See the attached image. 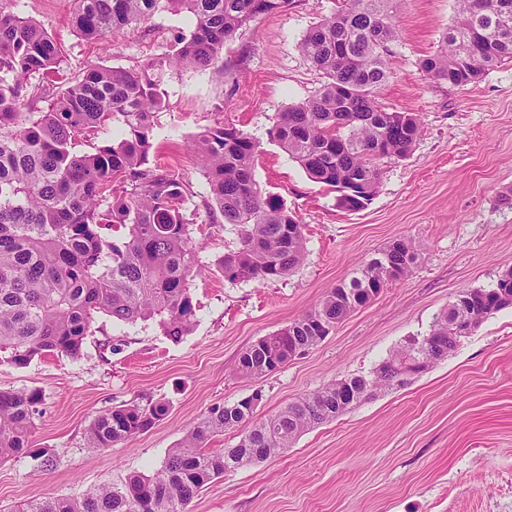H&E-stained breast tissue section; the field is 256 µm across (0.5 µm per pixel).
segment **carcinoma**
<instances>
[{
    "instance_id": "carcinoma-1",
    "label": "carcinoma",
    "mask_w": 512,
    "mask_h": 512,
    "mask_svg": "<svg viewBox=\"0 0 512 512\" xmlns=\"http://www.w3.org/2000/svg\"><path fill=\"white\" fill-rule=\"evenodd\" d=\"M8 2L0 0V362L24 367L45 355L78 359L102 317L125 325L153 320L180 339L196 322L190 285L200 246L191 236L190 182L150 160L155 119L165 108L156 72L210 66L239 31L289 0H73L74 26L88 40L128 32L160 10L189 14L191 28L171 53L145 67H92L56 93L42 79L59 72L61 46L36 21L6 11ZM397 2L338 0L297 45L323 84L278 113L267 131L348 211L372 200L381 160L407 155L423 129L418 114L380 99L399 39ZM456 3V20L420 63L424 75L452 87L512 62V0ZM25 96L45 106L22 112ZM111 121L122 125L121 139L96 144ZM79 142L93 150L75 152ZM260 145L223 122L191 145L210 186L204 203L210 223L237 234L236 248L218 262L230 282L279 280L306 257L304 225L256 180ZM417 259L413 242H392L314 309L255 341L242 354L239 373L260 380L293 358V348L317 347L389 283L407 276ZM509 306L512 268L488 289L460 293L428 334L408 338L367 376L340 379L259 421L251 396L214 406L153 474H134L120 485L105 481L76 497L29 500L18 512H188L214 479L284 453L302 433L335 419L337 394L357 405L378 390L407 384L409 362L425 358L432 366L447 358L467 324L478 327ZM40 400L35 390H0V462L28 453ZM168 410L162 401L115 406L93 420L89 442L117 446L149 431ZM226 431L237 433L234 447H207Z\"/></svg>"
}]
</instances>
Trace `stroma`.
Masks as SVG:
<instances>
[{"label":"stroma","mask_w":512,"mask_h":512,"mask_svg":"<svg viewBox=\"0 0 512 512\" xmlns=\"http://www.w3.org/2000/svg\"><path fill=\"white\" fill-rule=\"evenodd\" d=\"M336 0H290L240 31L209 68L161 74L167 106L152 132V159L192 184V226L205 270L191 292L193 330L180 341L153 322L101 318L81 358L42 356L0 365V390L41 396L31 454L0 462V512L44 497L77 496L104 481L158 469L209 407L261 391L255 418L334 382L368 374L412 336L426 335L458 294L493 285L512 268V62L462 87L424 76L456 12L454 0H400L393 76L381 93L392 108L419 113L423 132L405 157L382 160L375 197L361 210L336 205L266 131L278 112L314 94L324 78L298 51L306 31ZM15 14L62 43L64 73L96 66L138 68L169 53L187 14L161 11L139 28L100 42L72 23V0H11ZM224 122L260 138L255 175L304 226L307 258L288 277L229 282L216 261L236 235L210 223V188L188 145ZM413 241L412 272L356 310L319 346L255 381L242 353L312 309L327 290L396 240ZM165 400L149 431L110 449L87 442L101 412ZM190 512H512V307L491 315L448 356L407 386L383 391L302 434L282 455L244 466L196 496Z\"/></svg>","instance_id":"stroma-1"}]
</instances>
